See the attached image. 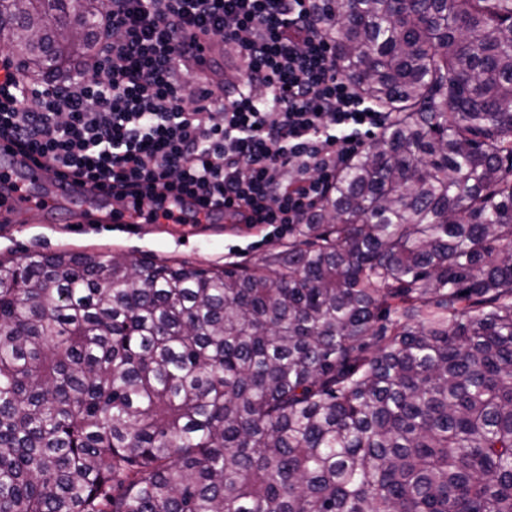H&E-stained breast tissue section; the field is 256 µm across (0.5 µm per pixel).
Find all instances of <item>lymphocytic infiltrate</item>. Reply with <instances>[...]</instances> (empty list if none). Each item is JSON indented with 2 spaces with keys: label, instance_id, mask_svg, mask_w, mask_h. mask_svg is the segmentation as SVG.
<instances>
[{
  "label": "lymphocytic infiltrate",
  "instance_id": "lymphocytic-infiltrate-1",
  "mask_svg": "<svg viewBox=\"0 0 512 512\" xmlns=\"http://www.w3.org/2000/svg\"><path fill=\"white\" fill-rule=\"evenodd\" d=\"M321 0H109L63 85L0 78V139L113 198H192L244 224L308 223L389 113L337 70ZM224 48L229 85L209 76Z\"/></svg>",
  "mask_w": 512,
  "mask_h": 512
}]
</instances>
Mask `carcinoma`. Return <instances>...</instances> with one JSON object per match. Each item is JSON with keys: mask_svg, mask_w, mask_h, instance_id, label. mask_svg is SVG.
Returning a JSON list of instances; mask_svg holds the SVG:
<instances>
[{"mask_svg": "<svg viewBox=\"0 0 512 512\" xmlns=\"http://www.w3.org/2000/svg\"><path fill=\"white\" fill-rule=\"evenodd\" d=\"M20 70L104 0H0ZM391 122L253 268L0 262V512H512V0H322Z\"/></svg>", "mask_w": 512, "mask_h": 512, "instance_id": "1", "label": "carcinoma"}]
</instances>
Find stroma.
<instances>
[{"label": "stroma", "mask_w": 512, "mask_h": 512, "mask_svg": "<svg viewBox=\"0 0 512 512\" xmlns=\"http://www.w3.org/2000/svg\"><path fill=\"white\" fill-rule=\"evenodd\" d=\"M287 241L285 231L267 224L250 228L228 224L220 213L199 225L196 234L187 236L171 224H139L132 228L96 222L80 215L78 207L66 202L57 211H16L8 222H0V262L12 265L32 253L66 251L121 253L204 269H220L227 263L251 267Z\"/></svg>", "instance_id": "obj_1"}]
</instances>
